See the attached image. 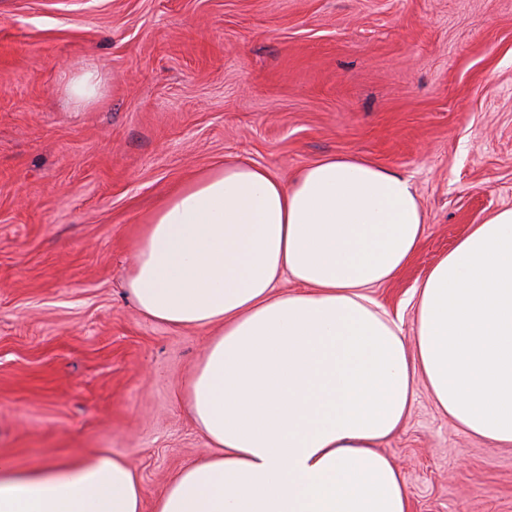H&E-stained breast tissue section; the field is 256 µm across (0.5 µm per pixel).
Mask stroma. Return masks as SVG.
<instances>
[{
  "label": "stroma",
  "mask_w": 512,
  "mask_h": 512,
  "mask_svg": "<svg viewBox=\"0 0 512 512\" xmlns=\"http://www.w3.org/2000/svg\"><path fill=\"white\" fill-rule=\"evenodd\" d=\"M87 69L101 95L71 106ZM334 154L402 174L425 210L418 253L369 291L412 338L428 269L512 208V0H0V461L107 450L153 512L211 453L183 404L211 333L127 294L144 224L224 160L287 182ZM378 450L410 512H512V446L424 381Z\"/></svg>",
  "instance_id": "stroma-1"
}]
</instances>
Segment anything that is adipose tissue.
<instances>
[{
  "label": "adipose tissue",
  "instance_id": "obj_1",
  "mask_svg": "<svg viewBox=\"0 0 512 512\" xmlns=\"http://www.w3.org/2000/svg\"><path fill=\"white\" fill-rule=\"evenodd\" d=\"M409 180L326 156L291 183L242 159L168 195L126 287L174 329L215 328L185 404L211 455L186 463L154 512H410L378 444L424 378L462 430L512 446V208L472 225L417 289L414 344L366 294L419 250ZM290 279L296 291L278 284ZM143 487L102 450L0 465V512H142Z\"/></svg>",
  "mask_w": 512,
  "mask_h": 512
}]
</instances>
